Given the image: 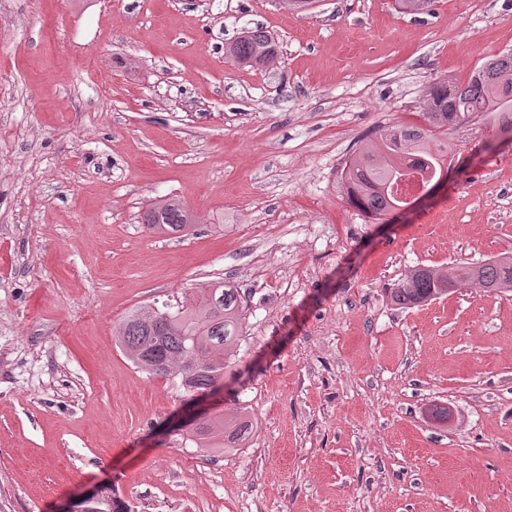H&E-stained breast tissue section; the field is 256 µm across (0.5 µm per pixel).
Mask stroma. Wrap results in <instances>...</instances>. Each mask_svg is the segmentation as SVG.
<instances>
[{
  "label": "stroma",
  "mask_w": 512,
  "mask_h": 512,
  "mask_svg": "<svg viewBox=\"0 0 512 512\" xmlns=\"http://www.w3.org/2000/svg\"><path fill=\"white\" fill-rule=\"evenodd\" d=\"M258 25L273 65L226 59ZM509 49L512 0H0V512L102 484L133 512H512V292L390 301L417 265L512 251V145L450 129L443 185L372 223L340 179ZM165 197L189 234L143 223ZM219 281L246 320L212 404L254 423L225 451L116 336Z\"/></svg>",
  "instance_id": "35a3bbf8"
}]
</instances>
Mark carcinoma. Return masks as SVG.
I'll use <instances>...</instances> for the list:
<instances>
[{
  "label": "carcinoma",
  "mask_w": 512,
  "mask_h": 512,
  "mask_svg": "<svg viewBox=\"0 0 512 512\" xmlns=\"http://www.w3.org/2000/svg\"><path fill=\"white\" fill-rule=\"evenodd\" d=\"M434 0H395L404 14L423 13ZM242 67H267L277 58V45L262 27L242 33L228 50ZM479 116L501 131L512 132V50L490 58L472 70L464 81L441 80L428 90L421 125H394L378 131L345 162L341 180L349 202L379 220L407 198L400 184L417 181L424 186L448 176V143L441 139L448 128ZM155 234L188 231L194 217L179 200L151 202L143 216ZM469 287L512 292V256L495 257L483 263L462 264L449 272L440 267L420 266L408 272L393 289V304L407 309L448 294V287ZM243 301L238 291L221 282L199 289L177 309L165 304L141 306L120 323L117 336L129 358L156 377H177L189 393L219 390L224 369L235 356L243 333ZM252 429L244 414L226 420L221 414L208 417L189 430L201 448H230L240 445ZM101 512H132V506L112 491L103 493Z\"/></svg>",
  "instance_id": "1"
}]
</instances>
